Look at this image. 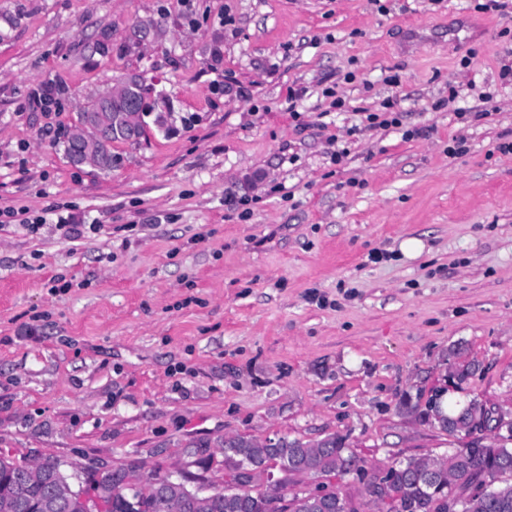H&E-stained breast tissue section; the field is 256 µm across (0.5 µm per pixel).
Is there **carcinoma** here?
<instances>
[{
  "instance_id": "carcinoma-1",
  "label": "carcinoma",
  "mask_w": 512,
  "mask_h": 512,
  "mask_svg": "<svg viewBox=\"0 0 512 512\" xmlns=\"http://www.w3.org/2000/svg\"><path fill=\"white\" fill-rule=\"evenodd\" d=\"M145 84L141 75L125 76L122 101L112 100V89L97 94L77 115L65 145L72 155L75 144L86 149V165L99 171L112 169V143L127 139V128L136 126L145 134ZM485 405L476 399L468 403L443 407L435 395L424 413L425 421L465 439L462 447L447 456H426L397 460L388 467L391 487L380 492L370 484L364 493L374 503L386 505V512H512V434L493 436L484 443L478 436L494 428L478 422ZM224 466L234 470L224 488L196 502L184 497L175 487L164 484L165 477L152 475L146 479L133 467H120L100 483L91 482L90 490L112 502V512H126L125 500H138V512H338L349 503L341 493L336 499L322 502L298 491H280L278 497L255 491L261 472L252 463L263 457L286 465L288 474H348L355 472L363 479L364 470L346 445L345 438L328 436L316 444L298 439L280 438L273 447L262 448L253 440L236 436L224 440ZM27 463L0 457V512H41L44 503L62 493L63 479L44 469L27 478Z\"/></svg>"
}]
</instances>
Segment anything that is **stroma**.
I'll return each mask as SVG.
<instances>
[{"label": "stroma", "instance_id": "stroma-1", "mask_svg": "<svg viewBox=\"0 0 512 512\" xmlns=\"http://www.w3.org/2000/svg\"><path fill=\"white\" fill-rule=\"evenodd\" d=\"M475 4L0 0V210L28 217L0 224V454L86 478L199 450L219 489L224 437L338 435L374 475L459 447L422 415L472 361L449 400L512 412V13ZM131 72L146 134L74 166L78 112ZM389 99L401 126L363 128ZM288 486L371 510L352 473Z\"/></svg>", "mask_w": 512, "mask_h": 512}]
</instances>
